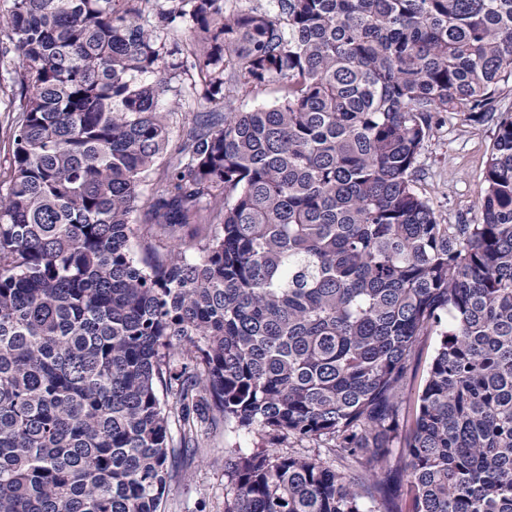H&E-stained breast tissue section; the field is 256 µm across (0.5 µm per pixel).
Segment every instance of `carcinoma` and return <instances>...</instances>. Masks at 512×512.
I'll use <instances>...</instances> for the list:
<instances>
[{
    "label": "carcinoma",
    "instance_id": "carcinoma-1",
    "mask_svg": "<svg viewBox=\"0 0 512 512\" xmlns=\"http://www.w3.org/2000/svg\"><path fill=\"white\" fill-rule=\"evenodd\" d=\"M267 2L0 9V512H162L219 420L271 441L224 512H512V0ZM447 112L497 131L474 224L415 187ZM189 83L190 81L185 76H180L179 79L172 81L173 86H183L180 102L181 105L180 108L170 117L171 141L168 147V153L157 163L150 178V185L145 187L144 193L146 194L150 191L153 184L160 182V180L164 178L167 161L170 154L174 153V149L180 141L184 127H187V125L192 122V119L197 112H202L204 110V107L201 105L196 95L188 89ZM436 348V337L435 336H425L421 339L419 346L416 352L415 366H416V375L411 380L409 389L407 392L413 398L415 393H417L419 387L423 384L426 369L431 361V358L434 355Z\"/></svg>",
    "mask_w": 512,
    "mask_h": 512
}]
</instances>
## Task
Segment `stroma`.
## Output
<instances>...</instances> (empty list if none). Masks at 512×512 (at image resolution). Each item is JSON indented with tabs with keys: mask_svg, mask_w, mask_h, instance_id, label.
<instances>
[{
	"mask_svg": "<svg viewBox=\"0 0 512 512\" xmlns=\"http://www.w3.org/2000/svg\"><path fill=\"white\" fill-rule=\"evenodd\" d=\"M495 138V127L464 115L448 116L418 157L416 186L446 224H471L478 217V196ZM201 449L182 461L185 476L171 483L165 512H224V451L262 448L267 440L224 424L198 431Z\"/></svg>",
	"mask_w": 512,
	"mask_h": 512,
	"instance_id": "1",
	"label": "stroma"
}]
</instances>
